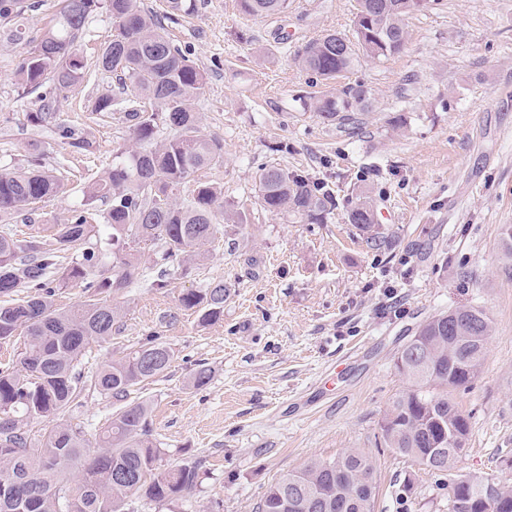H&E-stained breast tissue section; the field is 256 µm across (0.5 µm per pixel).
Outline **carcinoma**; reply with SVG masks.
<instances>
[{"label":"carcinoma","instance_id":"1","mask_svg":"<svg viewBox=\"0 0 512 512\" xmlns=\"http://www.w3.org/2000/svg\"><path fill=\"white\" fill-rule=\"evenodd\" d=\"M53 27L19 62L17 76L35 91L51 83L58 96L83 81L79 43L98 0H61ZM243 15L268 17L288 11L290 0H238ZM423 0H355L352 35L326 33L301 49V66L331 81L349 73L359 55L383 60L407 43V17ZM40 0H0V49L19 44L25 30L19 17ZM112 34L97 59L101 74L115 76L118 92L92 105L99 119L121 122L136 148L118 151L112 165L83 187L82 203L65 224L51 225L53 247L37 236L17 237L12 220L31 216L39 204L58 195L62 179L45 168L39 150L28 165L0 170V344L24 338L19 365L0 367V415L12 414L11 428H0V512H124L132 499L172 500L198 483L196 464L159 469L163 449L150 438L148 401H131L133 388L163 374L174 361L167 344L149 341L112 359L92 373L82 360L92 342H107L118 324L121 299L145 270L137 256L156 245L157 286L185 275L224 236L236 212L224 206L223 187L205 173L224 164V141L203 136L196 105L206 78L165 33L141 0H107ZM194 9L193 0H166L172 21ZM373 92L363 84L340 86L316 100L313 111L328 124L356 123ZM30 122L53 132L76 155L94 153L93 142L60 119L51 104L33 112ZM194 188L181 195L186 183ZM260 206L298 224H324L336 209L329 184L286 168L263 165L255 176ZM104 206L108 237L97 235L90 206ZM347 219L374 232L366 198L347 201ZM71 264L55 279L60 254ZM83 286L75 306L54 303L56 289ZM30 292L20 298L21 289ZM224 282L189 290L179 298L201 325L224 316ZM492 321L479 307L441 312L422 324L395 359L408 387L382 421L385 445L427 472L448 476V512H512V484L501 479L451 474L465 451L469 417L451 392L470 383L483 364ZM112 400L116 410L91 446L79 427L54 426L31 433L35 419L49 421L83 406L89 392ZM373 463L349 451L334 459H313L282 475L266 490L261 512H374Z\"/></svg>","mask_w":512,"mask_h":512}]
</instances>
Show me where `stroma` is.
Returning a JSON list of instances; mask_svg holds the SVG:
<instances>
[{"mask_svg": "<svg viewBox=\"0 0 512 512\" xmlns=\"http://www.w3.org/2000/svg\"><path fill=\"white\" fill-rule=\"evenodd\" d=\"M353 5L293 0L287 13L246 19L236 0H197L166 25L206 77L200 131L224 141V165L211 177L243 221L225 225L215 249L164 288L152 285V246L142 247L147 277L129 289L119 332L87 348L86 372L154 338L175 352L130 398L151 405L161 468L197 463L201 483L174 502H135L134 512H260L281 475L355 449L374 461L375 512H447L437 481L385 447L381 424L407 387L397 352L433 315L469 305L489 314L494 332L478 376L453 393L471 423L456 472L512 478L502 468L512 460V265L500 250L512 225V0H438L410 15L402 53L361 59L348 73L374 93L351 130L303 108L301 96L335 86L313 80L297 53L322 34L351 33ZM58 8L42 0L25 12V41L0 50V166H26L37 141L46 168L95 172L133 143L124 125L89 120L94 101L117 91L115 77L95 72L55 104L96 142L94 157L70 154L31 125L40 94L15 71ZM280 141L287 151H275ZM263 164L328 182L338 206L327 223L263 210L254 184ZM361 186L371 192L375 239L347 221L345 203ZM81 198L71 182L44 202L41 235ZM217 281L230 290L224 317L199 325L179 297ZM201 363L212 378L197 388L190 378ZM114 410L93 392L56 421L92 441ZM407 481L411 500L399 495Z\"/></svg>", "mask_w": 512, "mask_h": 512, "instance_id": "1", "label": "stroma"}]
</instances>
